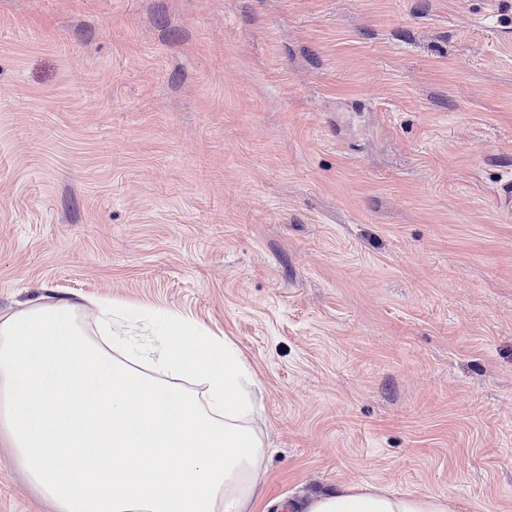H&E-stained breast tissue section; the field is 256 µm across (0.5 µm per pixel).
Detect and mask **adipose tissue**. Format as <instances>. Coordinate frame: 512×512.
<instances>
[{
    "label": "adipose tissue",
    "instance_id": "adipose-tissue-1",
    "mask_svg": "<svg viewBox=\"0 0 512 512\" xmlns=\"http://www.w3.org/2000/svg\"><path fill=\"white\" fill-rule=\"evenodd\" d=\"M128 310L64 298L0 314V442L52 512H248L268 453L251 364L181 315ZM298 510L449 512L443 496L348 485Z\"/></svg>",
    "mask_w": 512,
    "mask_h": 512
}]
</instances>
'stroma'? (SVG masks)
Wrapping results in <instances>:
<instances>
[{
	"instance_id": "obj_1",
	"label": "stroma",
	"mask_w": 512,
	"mask_h": 512,
	"mask_svg": "<svg viewBox=\"0 0 512 512\" xmlns=\"http://www.w3.org/2000/svg\"><path fill=\"white\" fill-rule=\"evenodd\" d=\"M512 0H0V313L233 341L252 512H512ZM0 512H50L0 446ZM277 510L299 512H449L443 496L372 491L341 485L312 495L296 506L278 502Z\"/></svg>"
}]
</instances>
